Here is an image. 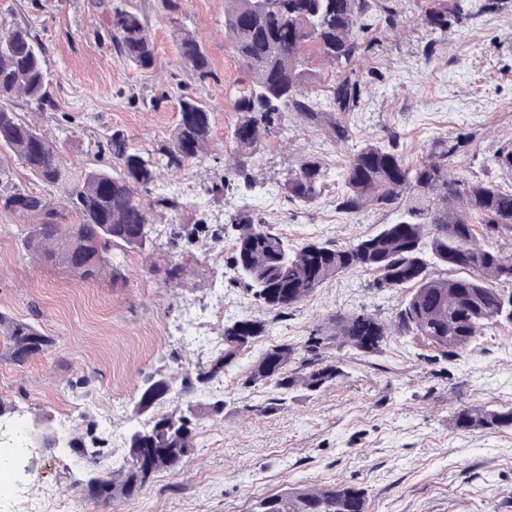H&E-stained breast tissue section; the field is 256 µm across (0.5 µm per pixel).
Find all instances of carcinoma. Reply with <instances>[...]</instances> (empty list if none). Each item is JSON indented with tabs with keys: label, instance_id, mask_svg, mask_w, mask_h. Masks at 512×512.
<instances>
[{
	"label": "carcinoma",
	"instance_id": "1",
	"mask_svg": "<svg viewBox=\"0 0 512 512\" xmlns=\"http://www.w3.org/2000/svg\"><path fill=\"white\" fill-rule=\"evenodd\" d=\"M504 0H480L478 12L464 0H429L420 15L433 40L448 39L465 20L502 8ZM107 17L108 37L116 54L139 70L151 71L156 47L145 18L121 0H99ZM176 24L180 56L200 75L209 62L197 36L180 19L179 0H164ZM395 25L402 16L394 0H225L224 33L247 70L231 104L238 114L229 145L234 177L248 179L251 159L264 135L288 116L310 122L322 117L321 99L308 91L312 83L307 54L313 50L340 67V77L326 100L334 111L351 112L361 95L353 64L363 42L357 20L372 11ZM45 46L28 27L16 25L0 34V101L22 99L45 109L52 105ZM179 118L165 144L153 150L132 146L116 130L105 136L114 165L91 167L73 181L61 150L46 134L17 113L0 106V148L12 153L43 186L63 190L75 224H29L22 246L30 256L46 258L83 281L121 276V252L154 243L155 213L177 212L192 202L179 196L151 194L162 176L199 163L211 143L212 112L197 97L181 94ZM459 137L419 164L376 142L363 143L341 171L344 192L339 207L356 213L381 206L398 215L378 232L346 247L311 240L299 248L281 233L255 222L254 205L243 200L230 218L236 228L227 266L230 283L244 286L253 300L277 315L311 297L328 279L353 269L368 271L375 293L410 289L385 321L365 310L340 316L330 330L313 333L302 344L277 343L252 362L241 379L244 388L272 387L281 394L300 387L317 394L343 374L338 362L323 357L333 343L362 354L383 349L393 334L416 336L446 356L466 351L483 330L512 324V254L479 244L475 225L485 236L512 234V189L493 181H465L448 170L462 148ZM328 173L312 157L301 160L281 190L288 199L313 205L321 198ZM0 207L30 215H52V200L11 183L0 166ZM450 271L439 277L435 267ZM497 287L492 288L490 284ZM270 333V322L232 316L224 322V351L196 370L195 377L157 370L146 376L134 412L149 415L132 432L123 462L98 467L103 454L93 430L72 438L69 448L86 462L77 483L82 500L109 505L142 494L160 472L176 473L194 452L198 410L224 412V401L189 404L179 414H159L175 387L203 390L224 375L241 352ZM0 340L17 368L56 347V339L30 321L0 313ZM454 425L464 430L511 429L512 406L461 408ZM364 489L346 483L326 487H288L258 498L249 512H366Z\"/></svg>",
	"mask_w": 512,
	"mask_h": 512
}]
</instances>
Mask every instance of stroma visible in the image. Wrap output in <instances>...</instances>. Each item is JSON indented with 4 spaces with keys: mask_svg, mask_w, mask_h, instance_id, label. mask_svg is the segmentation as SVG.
I'll return each instance as SVG.
<instances>
[{
    "mask_svg": "<svg viewBox=\"0 0 512 512\" xmlns=\"http://www.w3.org/2000/svg\"><path fill=\"white\" fill-rule=\"evenodd\" d=\"M145 17L156 46L154 71L142 72L115 53L98 0H0V23L30 26L47 49L52 107L14 104L15 112L56 141L73 172L100 164L96 144L124 132L134 147L155 149L178 120V97L200 98L213 114L212 143L200 166L163 177L191 205L156 217L157 241L124 256L119 280L85 282L22 247L34 218L0 209V312L35 322L56 348L19 369L0 357V399L12 414L0 417L21 446L0 445V499L23 490L38 500L64 501L69 512H247L252 500L284 487H363L367 512H512V431H464L453 424L462 407L512 404V325L485 330L465 353L447 358L412 336L389 337L380 353L363 356L327 348L344 374L325 391L288 393L275 411L264 387L240 380L269 345L307 339L337 314L368 309L391 317L401 293L377 295L371 273L352 271L327 280L312 297L273 319V329L242 353L206 391L173 393L163 412L188 403L223 400L224 411L201 416L195 451L180 472L157 474L139 497L111 510L80 500L75 485L85 467L64 448L43 447L33 436L48 422L62 438L95 422L108 452L101 466L125 454L126 437L144 425L133 406L144 378L159 368L192 372L223 348L229 315L267 317L242 289L230 287L224 258L229 228L243 197L255 218L273 225L290 244L320 239L345 246L393 223L396 213L367 207L338 210L340 172L364 141L393 144L419 162L441 141L463 137L452 167L467 180L512 188V175L491 162L512 146V8L466 21L448 40L429 42L419 20L425 0H397L405 25L361 18L367 50L355 68L364 74L353 112H327L320 122L293 118L265 136L252 158V190L207 191L221 182L237 114L229 95L246 69L224 36V0H181L182 20L196 32L209 59L200 76L179 57L162 0H125ZM342 124L349 137L336 140ZM329 178L320 200L298 206L280 187L305 157ZM208 223L219 239L200 235L193 245L168 235ZM181 264L179 279L164 270ZM89 375L90 384L68 383Z\"/></svg>",
    "mask_w": 512,
    "mask_h": 512,
    "instance_id": "35a3bbf8",
    "label": "stroma"
}]
</instances>
